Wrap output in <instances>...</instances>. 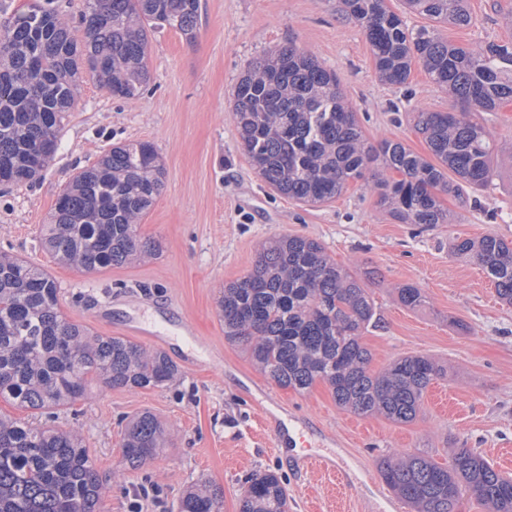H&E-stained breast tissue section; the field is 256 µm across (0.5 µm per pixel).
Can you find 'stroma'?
Instances as JSON below:
<instances>
[{
  "label": "stroma",
  "mask_w": 512,
  "mask_h": 512,
  "mask_svg": "<svg viewBox=\"0 0 512 512\" xmlns=\"http://www.w3.org/2000/svg\"><path fill=\"white\" fill-rule=\"evenodd\" d=\"M470 8L471 27H445L442 35L462 46L512 39V0H470ZM290 43L335 72L370 143L398 140L426 154L414 115L448 111L451 98L417 64L406 85L380 81L364 33L338 19L336 0H200L195 41L169 27L152 34L150 81L139 95L118 99L86 82L49 166L30 185H0V249L48 270L71 320L163 350L179 367L163 387L105 390L56 412L55 426L81 431L100 478L111 483L102 512H131L136 501L144 512H176L203 477L223 486V512H238L247 478L265 470L283 478L288 512H391L394 495L376 464L399 451L444 464L453 449L472 448L512 473V305L451 251L458 238L512 240V103L478 115L499 150L496 173L474 199L444 197L453 223H399L362 180L335 201L302 204L262 181L232 119L240 76ZM136 141L152 142L165 168L162 192L139 226L142 237L160 241V253L101 273L57 265L40 231L59 193L112 145ZM285 234L319 241L339 265L375 271V322L361 335L372 370L415 354L447 369L414 421L341 410L322 384L305 393L280 388L225 338L219 289L252 269L262 241ZM405 284L422 288L425 308L400 303ZM145 410L165 423L169 445L113 481L125 426ZM275 414L294 419L312 444L334 438L345 487L327 473L299 470L273 446L262 420Z\"/></svg>",
  "instance_id": "stroma-1"
}]
</instances>
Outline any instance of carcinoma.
Listing matches in <instances>:
<instances>
[{
	"instance_id": "1",
	"label": "carcinoma",
	"mask_w": 512,
	"mask_h": 512,
	"mask_svg": "<svg viewBox=\"0 0 512 512\" xmlns=\"http://www.w3.org/2000/svg\"><path fill=\"white\" fill-rule=\"evenodd\" d=\"M435 25L408 28L387 0H338L336 12L366 36L379 78L405 84L418 63L448 90L459 110L419 112L416 128L431 157L399 141L369 143L346 103L336 73L290 44L269 50L235 87L239 143L260 177L291 199L318 204L339 197L370 167L369 188L403 224H449L443 195L469 197L495 175L496 145L474 121L512 102V41L463 47L438 27L472 25L468 0H404ZM199 0H86L81 35L44 0L0 24V184L35 180L57 152L64 121L87 74L111 96L127 99L149 82L150 32L169 27L193 41ZM455 179L448 180V173ZM156 147L140 141L112 147L62 189L42 226L52 259L85 272L144 261L160 251L137 231L164 186ZM455 255L470 259L512 304V242L495 235L457 238ZM337 266L316 240L283 235L264 244L252 270L224 285L217 301L225 338L242 345L275 385L298 393L329 387L336 405L361 416L411 422L427 389L444 376L428 357L393 361L379 373L360 343L375 312L365 281ZM400 302L425 306L413 285ZM178 368L158 349L102 336L70 320L60 288L46 270L0 250V402L25 411L71 408L102 389L164 386ZM166 445L153 414L126 425L118 482ZM377 472L417 512H456L468 495L489 512H512V475L470 448L448 464L414 453L386 456ZM106 486L79 430L36 427L0 414V512H100ZM224 488L202 480L177 512H222ZM287 490L273 471L257 473L239 496V512H287Z\"/></svg>"
}]
</instances>
